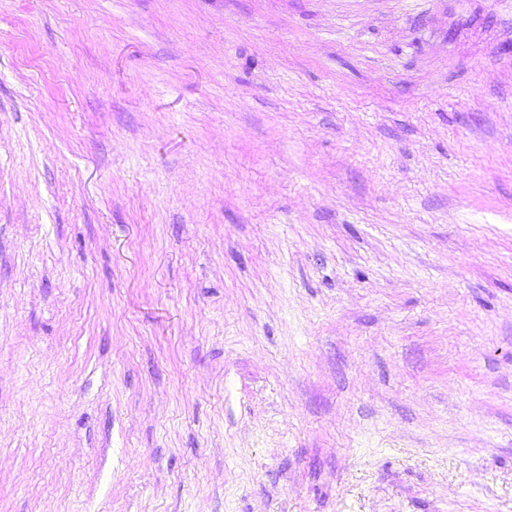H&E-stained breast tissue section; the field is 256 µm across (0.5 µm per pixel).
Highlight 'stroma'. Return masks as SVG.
<instances>
[{
    "instance_id": "obj_1",
    "label": "stroma",
    "mask_w": 512,
    "mask_h": 512,
    "mask_svg": "<svg viewBox=\"0 0 512 512\" xmlns=\"http://www.w3.org/2000/svg\"><path fill=\"white\" fill-rule=\"evenodd\" d=\"M0 512H512V0H0Z\"/></svg>"
}]
</instances>
